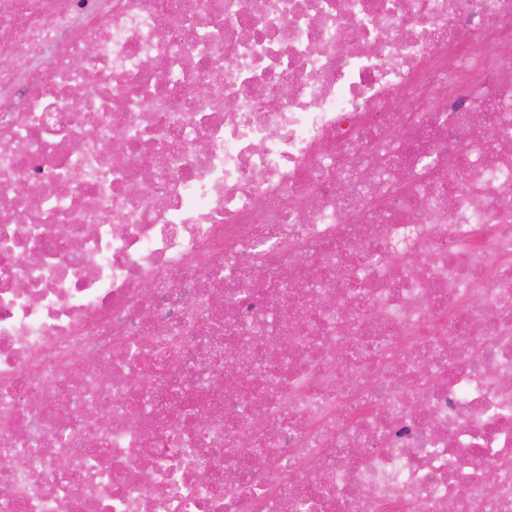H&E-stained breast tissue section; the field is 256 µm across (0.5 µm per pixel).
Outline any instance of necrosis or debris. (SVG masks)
<instances>
[{"label":"necrosis or debris","mask_w":512,"mask_h":512,"mask_svg":"<svg viewBox=\"0 0 512 512\" xmlns=\"http://www.w3.org/2000/svg\"><path fill=\"white\" fill-rule=\"evenodd\" d=\"M0 512H512V0H0Z\"/></svg>","instance_id":"1"}]
</instances>
